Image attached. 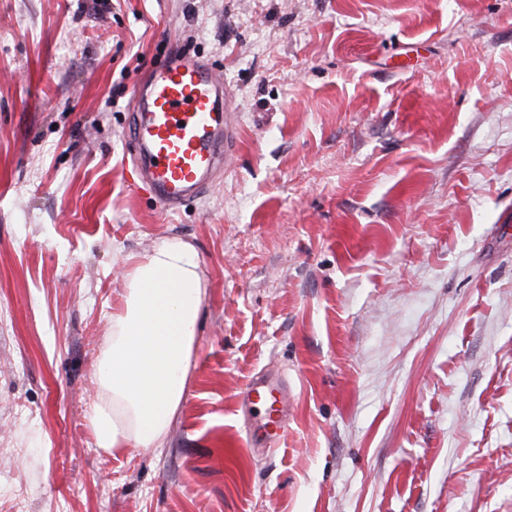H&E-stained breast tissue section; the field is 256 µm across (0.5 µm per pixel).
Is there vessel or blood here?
<instances>
[{"instance_id":"b4317fda","label":"vessel or blood","mask_w":512,"mask_h":512,"mask_svg":"<svg viewBox=\"0 0 512 512\" xmlns=\"http://www.w3.org/2000/svg\"><path fill=\"white\" fill-rule=\"evenodd\" d=\"M234 95L214 65L170 44L132 97L129 144L138 157L143 187L163 208L178 209L205 195L228 170L237 139ZM241 407L253 420L252 435L278 440L285 429L287 388L264 373L242 392Z\"/></svg>"}]
</instances>
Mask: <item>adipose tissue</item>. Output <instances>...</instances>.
Masks as SVG:
<instances>
[{"mask_svg": "<svg viewBox=\"0 0 512 512\" xmlns=\"http://www.w3.org/2000/svg\"><path fill=\"white\" fill-rule=\"evenodd\" d=\"M123 306L113 313L96 376L90 425L97 448L162 447L187 391L206 279L179 238L127 256Z\"/></svg>", "mask_w": 512, "mask_h": 512, "instance_id": "ef3b65f1", "label": "adipose tissue"}]
</instances>
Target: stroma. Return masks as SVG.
I'll use <instances>...</instances> for the list:
<instances>
[{
  "label": "stroma",
  "instance_id": "1",
  "mask_svg": "<svg viewBox=\"0 0 512 512\" xmlns=\"http://www.w3.org/2000/svg\"><path fill=\"white\" fill-rule=\"evenodd\" d=\"M171 40L238 122L175 212L125 152ZM170 237L207 279L188 392L113 456L122 260ZM0 512H512V0H0ZM287 387L279 379L264 373L253 377L242 392L241 407L248 420L260 411L259 421L252 422V436L278 440L285 429Z\"/></svg>",
  "mask_w": 512,
  "mask_h": 512
}]
</instances>
